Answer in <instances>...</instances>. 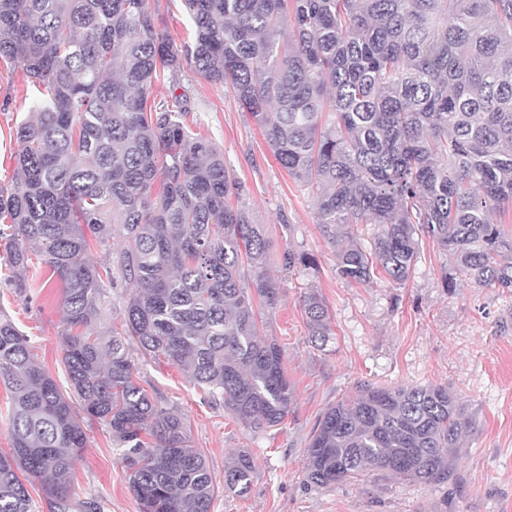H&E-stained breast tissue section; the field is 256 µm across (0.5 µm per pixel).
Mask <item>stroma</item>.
<instances>
[{
	"label": "stroma",
	"mask_w": 512,
	"mask_h": 512,
	"mask_svg": "<svg viewBox=\"0 0 512 512\" xmlns=\"http://www.w3.org/2000/svg\"><path fill=\"white\" fill-rule=\"evenodd\" d=\"M150 10L175 48L191 43L194 27L183 0H150ZM179 77L190 91L186 124L219 147L231 178L242 185L241 206L273 241L267 267L278 278L280 301L264 313L263 334L282 347L295 392L286 419L254 433L203 400L181 369L138 355L141 383L186 416L216 484H223L224 466L238 452L254 460L248 492L219 489L210 512H512V292L462 278L446 287L448 254L428 240L405 285L339 279L336 248L319 229L312 190L288 176L231 90L212 84L187 60ZM35 94L22 69L0 67V189L13 184L15 126ZM291 253L313 262L287 267ZM11 276L0 258V310L64 382L61 284L39 263L30 266L26 289L13 288ZM310 290L323 297L331 318L333 335L322 349L310 341L301 305ZM364 382L445 384L457 394L473 427L448 482L409 484L376 471L331 487L308 481L306 448L321 416ZM86 434L72 498L98 500L103 512H139L110 432L91 421Z\"/></svg>",
	"instance_id": "obj_1"
}]
</instances>
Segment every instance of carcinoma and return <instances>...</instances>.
<instances>
[{
    "instance_id": "obj_1",
    "label": "carcinoma",
    "mask_w": 512,
    "mask_h": 512,
    "mask_svg": "<svg viewBox=\"0 0 512 512\" xmlns=\"http://www.w3.org/2000/svg\"><path fill=\"white\" fill-rule=\"evenodd\" d=\"M184 4L195 38L181 54L149 0H0V63L39 92L0 192L6 260L26 272L34 256L60 281L68 377L63 391L0 314V512H32L31 478L49 512H101L70 496L85 416L112 433L140 512H210L215 484L190 426L139 384L135 350L183 369L254 433L290 412L283 351L259 331L279 299L272 241L230 204L240 186L221 151L183 122L184 57L234 92L279 164L314 190L339 278L402 285L428 238L453 261L447 287L461 277L512 290V231L494 221L512 213V0ZM159 85L169 95H154ZM360 224L376 227L368 249ZM115 234L123 250L95 259ZM118 283L123 323L104 336L94 325ZM302 308L311 342L326 346L324 299L309 291ZM471 428L445 385L362 384L320 419L307 477L444 483ZM253 469L235 457L224 490L245 494Z\"/></svg>"
}]
</instances>
